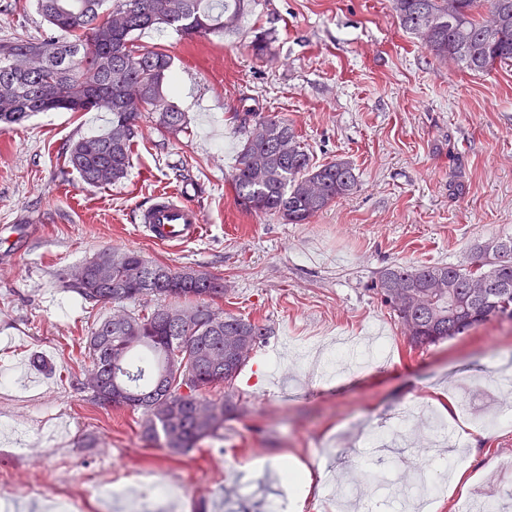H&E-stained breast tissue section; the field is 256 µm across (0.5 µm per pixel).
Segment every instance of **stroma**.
<instances>
[{
    "label": "stroma",
    "mask_w": 512,
    "mask_h": 512,
    "mask_svg": "<svg viewBox=\"0 0 512 512\" xmlns=\"http://www.w3.org/2000/svg\"><path fill=\"white\" fill-rule=\"evenodd\" d=\"M269 53L253 55L255 32ZM34 0H0V40L40 37ZM140 46L173 60L172 100L187 119L171 133L140 122L132 165L106 187L67 171L66 148L105 132L106 112H41L0 126V227L19 236L0 246V490L11 512H268L279 492L273 458L290 455L330 480L302 512H407L406 499L345 500L342 476L361 479V426L388 428L404 406L439 416V395L478 384L464 420L466 481L434 495L432 512L512 498V426L484 428L485 411L512 414V396L484 386L512 358V323L492 322L436 345H408L371 289L383 267L468 264L478 245L512 234V66L474 73L430 54L403 30L391 0H254L236 31L186 38L151 29ZM288 120L314 163H351L358 189L307 224H285L238 204L232 168L233 113ZM181 187L199 207L204 237L179 247L146 241L137 214L156 191ZM134 249L147 260L224 282L225 311L269 324L234 394L242 408L223 442L186 456L148 445L140 413L84 399L80 337L112 306L82 302L65 275L100 251ZM33 351L51 361L49 383L26 386ZM430 430L414 424L383 452L405 484ZM157 475L181 493L159 501L147 488L107 500L97 475L123 483Z\"/></svg>",
    "instance_id": "35a3bbf8"
}]
</instances>
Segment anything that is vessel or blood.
<instances>
[{
  "instance_id": "vessel-or-blood-1",
  "label": "vessel or blood",
  "mask_w": 512,
  "mask_h": 512,
  "mask_svg": "<svg viewBox=\"0 0 512 512\" xmlns=\"http://www.w3.org/2000/svg\"><path fill=\"white\" fill-rule=\"evenodd\" d=\"M138 221L148 241L166 247L197 241L203 233V215L182 193L163 191L141 210Z\"/></svg>"
}]
</instances>
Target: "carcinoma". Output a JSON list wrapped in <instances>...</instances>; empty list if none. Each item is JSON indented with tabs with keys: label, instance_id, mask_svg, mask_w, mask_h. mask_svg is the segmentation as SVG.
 I'll list each match as a JSON object with an SVG mask.
<instances>
[{
	"label": "carcinoma",
	"instance_id": "cac0c4a2",
	"mask_svg": "<svg viewBox=\"0 0 512 512\" xmlns=\"http://www.w3.org/2000/svg\"><path fill=\"white\" fill-rule=\"evenodd\" d=\"M251 0H35L56 33L0 41V125L21 126L40 112H108L110 128L73 142L67 167L91 187L124 178L143 113L172 132L185 114L168 100L171 57L141 49L136 34L169 26L184 36L233 30ZM400 26L433 56L472 72L512 63V0H392ZM240 149L232 175L239 204L288 224H308L357 189L349 162L312 163L292 124L237 112ZM68 288L89 303L142 305L105 317L86 337L97 384L76 379L102 408L143 415L150 444L182 456L224 440L241 408L234 384L269 325L224 311V282L192 269L147 261L133 249L105 250ZM375 295L410 346H429L502 316L512 317V234L494 239L468 265L393 264ZM150 299L153 307L145 306Z\"/></svg>",
	"mask_w": 512,
	"mask_h": 512
}]
</instances>
